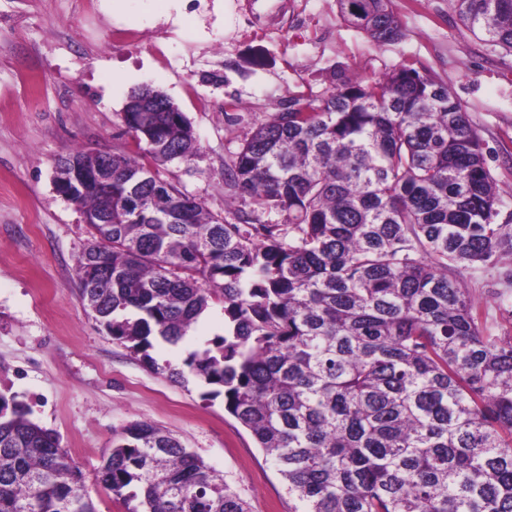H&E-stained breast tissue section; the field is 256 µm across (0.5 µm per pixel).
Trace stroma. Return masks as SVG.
<instances>
[{
	"mask_svg": "<svg viewBox=\"0 0 512 512\" xmlns=\"http://www.w3.org/2000/svg\"><path fill=\"white\" fill-rule=\"evenodd\" d=\"M205 0L186 17L183 0H0V394L24 401L53 429L85 477L98 512H126L95 482L102 455L122 429L147 422L195 451L244 498L251 512H299L272 459L195 382L156 374L113 342L78 295L76 258L90 234L82 213L53 188L52 160L72 148L108 150L125 141L122 112L132 90L165 92L191 122L200 147L162 176L208 209H224V164L244 135L303 90L329 88L330 70L376 77L403 61L426 67L466 107L487 165L512 188V55L463 25L454 0H393L403 36L377 44L346 26L337 0ZM140 29L139 48L112 41ZM157 50H150V43ZM512 254L464 279L492 330L512 299L496 293ZM203 316L178 345L155 344L158 361H181L221 333Z\"/></svg>",
	"mask_w": 512,
	"mask_h": 512,
	"instance_id": "35a3bbf8",
	"label": "stroma"
}]
</instances>
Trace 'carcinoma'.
Listing matches in <instances>:
<instances>
[{"label": "carcinoma", "instance_id": "obj_1", "mask_svg": "<svg viewBox=\"0 0 512 512\" xmlns=\"http://www.w3.org/2000/svg\"><path fill=\"white\" fill-rule=\"evenodd\" d=\"M338 3L371 41L402 37L392 0ZM456 8L512 54V0ZM157 100L171 111H138ZM122 122L112 200L89 180L107 152L53 165L91 228L81 302L112 340L223 397L302 512H512V329L486 326L463 277L512 253V226L497 223L501 188L448 87L405 61L296 92L224 164L234 223L161 177L199 156L167 95L132 91ZM212 310L224 328L203 348L179 364L151 355ZM95 480L127 512H250L150 423L123 429ZM0 512H97L57 435L1 394Z\"/></svg>", "mask_w": 512, "mask_h": 512}]
</instances>
